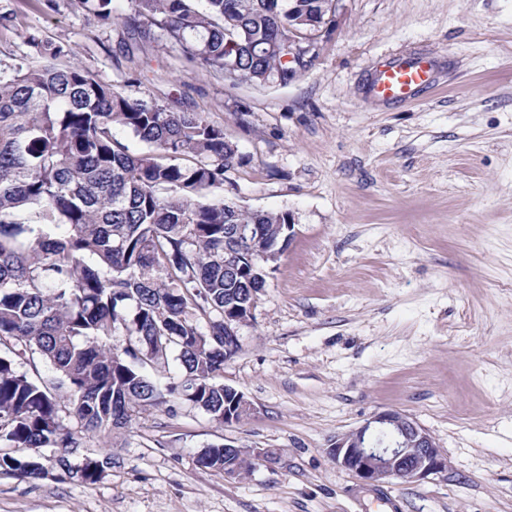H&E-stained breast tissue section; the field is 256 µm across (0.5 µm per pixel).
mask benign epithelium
I'll return each instance as SVG.
<instances>
[{
	"mask_svg": "<svg viewBox=\"0 0 512 512\" xmlns=\"http://www.w3.org/2000/svg\"><path fill=\"white\" fill-rule=\"evenodd\" d=\"M235 452L243 463L272 464L279 457L275 448H237ZM328 454L336 466L368 486L386 480L425 481L448 468L435 438L414 419L395 410L378 412L337 438Z\"/></svg>",
	"mask_w": 512,
	"mask_h": 512,
	"instance_id": "obj_1",
	"label": "benign epithelium"
}]
</instances>
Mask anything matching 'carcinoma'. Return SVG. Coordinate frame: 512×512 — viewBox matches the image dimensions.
Instances as JSON below:
<instances>
[{
    "mask_svg": "<svg viewBox=\"0 0 512 512\" xmlns=\"http://www.w3.org/2000/svg\"><path fill=\"white\" fill-rule=\"evenodd\" d=\"M103 23L148 39L161 30L185 60L210 75L286 83L307 62L265 52L276 39L330 33L335 0H77ZM28 41L52 59L62 44ZM122 128L149 151L119 140ZM200 112L123 96L80 66L34 57L0 59V472L49 475L88 487L104 462L67 450L132 427L137 415L187 402L224 424V313L244 289L266 285L257 251L237 250L224 272L229 224L260 225L259 240L288 245L287 212L249 211L215 194L242 166ZM206 325H200V318ZM180 369L174 377L171 367ZM237 454L211 445L204 469Z\"/></svg>",
    "mask_w": 512,
    "mask_h": 512,
    "instance_id": "carcinoma-1",
    "label": "carcinoma"
}]
</instances>
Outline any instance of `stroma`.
<instances>
[{"label": "stroma", "instance_id": "1", "mask_svg": "<svg viewBox=\"0 0 512 512\" xmlns=\"http://www.w3.org/2000/svg\"><path fill=\"white\" fill-rule=\"evenodd\" d=\"M18 33L70 45L125 97L203 112L248 157L226 200L289 213L253 320L224 366L253 406L144 414L92 487L0 474V512H512V0H338L296 80L233 83L183 65L72 0H0ZM423 53L436 83L391 105L367 93L385 59ZM428 430L445 473L363 485L327 450L374 414ZM276 448L243 479L200 469L211 445Z\"/></svg>", "mask_w": 512, "mask_h": 512}]
</instances>
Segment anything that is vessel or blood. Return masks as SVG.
Returning a JSON list of instances; mask_svg holds the SVG:
<instances>
[{
  "instance_id": "vessel-or-blood-1",
  "label": "vessel or blood",
  "mask_w": 512,
  "mask_h": 512,
  "mask_svg": "<svg viewBox=\"0 0 512 512\" xmlns=\"http://www.w3.org/2000/svg\"><path fill=\"white\" fill-rule=\"evenodd\" d=\"M434 82V63L423 56L393 58L375 72L370 94L373 98L390 104L403 103Z\"/></svg>"
}]
</instances>
